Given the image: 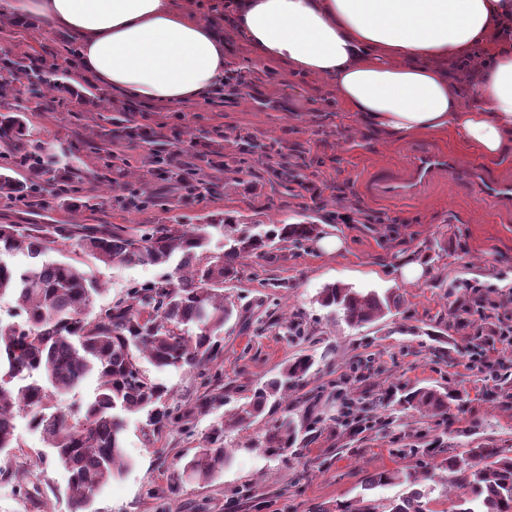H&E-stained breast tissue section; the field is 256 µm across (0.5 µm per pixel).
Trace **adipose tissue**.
Instances as JSON below:
<instances>
[{
  "instance_id": "obj_1",
  "label": "adipose tissue",
  "mask_w": 512,
  "mask_h": 512,
  "mask_svg": "<svg viewBox=\"0 0 512 512\" xmlns=\"http://www.w3.org/2000/svg\"><path fill=\"white\" fill-rule=\"evenodd\" d=\"M256 59L332 82L348 111L387 137L454 131L489 160L512 155V40L497 19L512 0H235ZM63 29L79 70L126 97L193 100L224 76L227 50L195 0H18ZM487 56L459 86L450 67Z\"/></svg>"
}]
</instances>
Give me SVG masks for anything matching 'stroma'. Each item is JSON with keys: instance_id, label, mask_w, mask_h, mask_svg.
I'll use <instances>...</instances> for the list:
<instances>
[{"instance_id": "35a3bbf8", "label": "stroma", "mask_w": 512, "mask_h": 512, "mask_svg": "<svg viewBox=\"0 0 512 512\" xmlns=\"http://www.w3.org/2000/svg\"><path fill=\"white\" fill-rule=\"evenodd\" d=\"M0 0V55H25L41 67L72 72V92L34 98L14 86L8 101L28 115L32 140L44 143L56 169L80 170V209L52 192L19 207L0 199V224H170L188 216L194 225L241 216L256 224L312 222L318 238L263 257L243 260L224 285L239 310L218 338L224 351V405L196 416L184 431H149L142 414L126 419L128 465L101 486L91 512H308L311 505L356 497L368 475L396 468L432 469L448 454L490 443L512 451V348L481 353L485 337L512 324V223L453 193L421 206H386L382 224H340L332 215L337 187L360 201L355 173L395 162L402 146L388 142L348 112L325 78L296 74L278 62L257 60L232 24L216 28L232 67L249 70L257 91L232 103L208 96L180 103L136 102L112 93L102 101L92 79L74 74L72 35L46 26L30 29ZM121 109L108 122L107 105ZM148 130L147 138L128 129ZM251 135L256 153L238 151ZM290 163L300 179L282 169ZM207 175L203 195L189 196L181 171ZM321 189L312 199L310 186ZM338 239L326 253L321 242ZM418 258L427 272L405 281L400 269ZM102 284L96 306L122 300L129 287L155 280L160 268L107 266L87 261ZM400 294V311L384 320L348 326L316 301L328 283ZM489 288L498 305L483 323L462 325L452 308L472 304L471 284ZM298 318L303 335H289ZM315 358L294 406L306 418L316 402L324 421L304 445L283 454L251 447L284 413L269 402L263 415L227 433L234 454L213 479L175 484L174 472L205 446L214 425L249 401L253 390L299 354ZM447 388L459 396L446 416L401 410L403 391ZM19 442L0 455V512H69L68 475L53 459L27 416L16 419Z\"/></svg>"}]
</instances>
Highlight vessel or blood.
<instances>
[{
    "label": "vessel or blood",
    "instance_id": "obj_1",
    "mask_svg": "<svg viewBox=\"0 0 512 512\" xmlns=\"http://www.w3.org/2000/svg\"><path fill=\"white\" fill-rule=\"evenodd\" d=\"M358 183L367 199L394 205L431 200L450 186L503 222L512 221V172L491 174L482 164L434 144H411L400 162L370 168Z\"/></svg>",
    "mask_w": 512,
    "mask_h": 512
}]
</instances>
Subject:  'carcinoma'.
Listing matches in <instances>:
<instances>
[{
  "mask_svg": "<svg viewBox=\"0 0 512 512\" xmlns=\"http://www.w3.org/2000/svg\"><path fill=\"white\" fill-rule=\"evenodd\" d=\"M14 82L25 84L34 97L45 89L71 90L63 74L33 70L24 57H0L1 99ZM27 131L26 114L3 107L0 146L9 158L8 165H0V199L22 206L37 197L49 172L44 148L21 149ZM16 167L28 168L30 180H16L11 175ZM209 226L224 238V251L213 255L205 254L207 231L180 220L128 231L110 224H0V254L23 252L31 258L21 270L0 261V299H13L22 316L18 322H0V453L19 447L15 420L28 416L68 474L70 512H88L97 490L122 472L126 415L146 414L148 426L159 432L181 428L188 418L224 403V388L212 387L222 374L210 373L222 355L216 337L237 311L235 301L224 295V283L237 277L242 258L263 257L319 234L315 224H246L233 216ZM58 245H74L105 265L166 267L174 262L176 275L130 287L125 300L91 318L87 309L102 288L75 263L48 258ZM317 302L351 327L378 322L402 306L391 291L342 283L324 285ZM148 364L159 372L196 370L207 391L190 406L171 404L168 387L149 375ZM312 366L311 356L299 354L257 387L246 407L213 428L207 445L180 468L175 485L211 479L224 469L232 456L224 433L261 416L270 399L302 389ZM90 376L97 378L98 389L80 408L81 417L54 407L55 395L78 389ZM453 400L447 389L420 387L404 396L403 405L424 417L437 416L448 412ZM311 429L285 414L265 431L261 444L285 451ZM439 469L447 477L419 476L403 468L373 473L358 498L333 508L321 503L311 512H379L366 492L405 482L412 490L386 512H437L432 505L442 499L450 503L448 512H512V455L503 449L479 445L468 449L465 458L442 459ZM438 488L442 496L432 497Z\"/></svg>",
  "mask_w": 512,
  "mask_h": 512,
  "instance_id": "cac0c4a2",
  "label": "carcinoma"
}]
</instances>
